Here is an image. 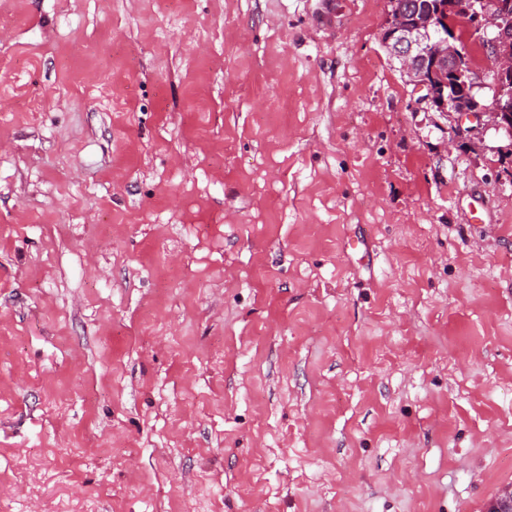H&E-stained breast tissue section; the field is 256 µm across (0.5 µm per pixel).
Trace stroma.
Returning a JSON list of instances; mask_svg holds the SVG:
<instances>
[{
	"label": "stroma",
	"instance_id": "obj_1",
	"mask_svg": "<svg viewBox=\"0 0 512 512\" xmlns=\"http://www.w3.org/2000/svg\"><path fill=\"white\" fill-rule=\"evenodd\" d=\"M390 0H0V512H487L512 139Z\"/></svg>",
	"mask_w": 512,
	"mask_h": 512
}]
</instances>
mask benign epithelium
I'll list each match as a JSON object with an SVG mask.
<instances>
[{
    "label": "benign epithelium",
    "mask_w": 512,
    "mask_h": 512,
    "mask_svg": "<svg viewBox=\"0 0 512 512\" xmlns=\"http://www.w3.org/2000/svg\"><path fill=\"white\" fill-rule=\"evenodd\" d=\"M391 21L383 35L390 54L399 60L409 81L425 94L418 103L448 117L452 122L451 144L473 131L465 122L481 123L506 134L512 133V29L501 19L512 11V0H453L444 18L431 6L417 0H391ZM464 21L477 30L494 28L485 40V54L492 65L495 93L492 103L476 97L477 76L472 66L462 67V46L457 44L455 25ZM488 512H512V487L502 491Z\"/></svg>",
    "instance_id": "benign-epithelium-1"
}]
</instances>
